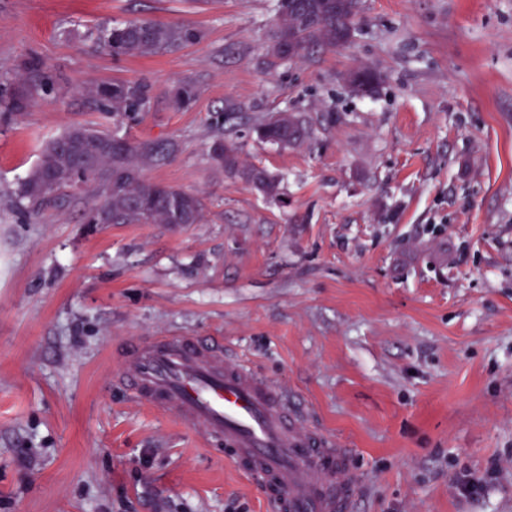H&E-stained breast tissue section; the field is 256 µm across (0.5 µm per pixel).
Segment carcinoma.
<instances>
[{
	"label": "carcinoma",
	"instance_id": "obj_1",
	"mask_svg": "<svg viewBox=\"0 0 512 512\" xmlns=\"http://www.w3.org/2000/svg\"><path fill=\"white\" fill-rule=\"evenodd\" d=\"M360 10L361 0H277V32L269 52L285 61L343 45ZM201 38L195 28L143 20L104 26L98 42L120 58L165 53ZM28 66L39 75L20 95L4 102L8 110L24 109L45 92L40 61L32 59ZM86 95L107 114L144 112L150 103L147 87L138 84L97 85ZM195 95L194 86L183 83L171 91V101L180 107ZM256 131L260 139L283 147L313 134L303 118L280 112L260 120ZM177 151L170 140L138 141L85 125L70 126L44 146L18 188L15 205L36 215L53 198L78 199L75 189L85 185L93 195V202H85L87 224H199L204 212L199 196L144 179L145 169L164 164ZM210 157L231 176H252L251 186L264 195L279 196V181L262 169L241 166L236 148L222 138L213 142Z\"/></svg>",
	"mask_w": 512,
	"mask_h": 512
}]
</instances>
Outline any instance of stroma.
I'll return each mask as SVG.
<instances>
[{"mask_svg":"<svg viewBox=\"0 0 512 512\" xmlns=\"http://www.w3.org/2000/svg\"><path fill=\"white\" fill-rule=\"evenodd\" d=\"M275 4L0 0V98L29 82L23 61L54 79L0 108V512H273L228 455L114 381V352L166 334L221 339L334 434L350 512H512V0H363L349 42L292 61L268 52ZM135 20L203 37L122 59L83 37ZM362 69L366 93L347 81ZM112 82L147 86L149 110L112 117L80 93ZM274 111L313 136L259 140ZM78 123L177 142L144 176L200 196L203 222L16 209ZM219 136L279 196L216 166ZM45 79L46 76L44 74L37 75L35 79L29 82L27 88L20 95L4 101L5 108L8 110H21L36 101L45 92Z\"/></svg>","mask_w":512,"mask_h":512,"instance_id":"stroma-1","label":"stroma"}]
</instances>
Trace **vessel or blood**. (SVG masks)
<instances>
[{
    "label": "vessel or blood",
    "instance_id": "vessel-or-blood-1",
    "mask_svg": "<svg viewBox=\"0 0 512 512\" xmlns=\"http://www.w3.org/2000/svg\"><path fill=\"white\" fill-rule=\"evenodd\" d=\"M117 379L146 409L173 412L206 447L234 451L238 468L267 484L279 512H346L355 486L347 449L283 388L213 342L153 336L117 351Z\"/></svg>",
    "mask_w": 512,
    "mask_h": 512
}]
</instances>
